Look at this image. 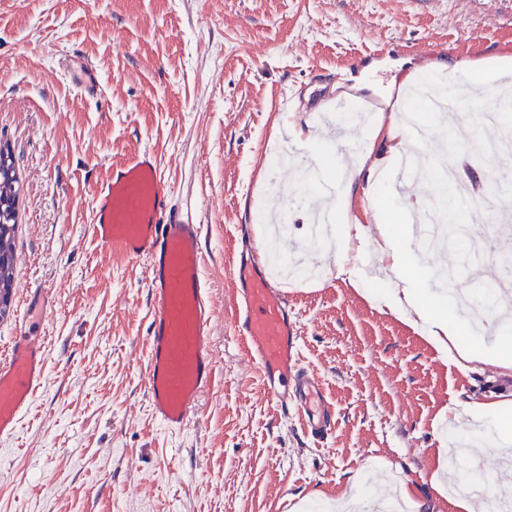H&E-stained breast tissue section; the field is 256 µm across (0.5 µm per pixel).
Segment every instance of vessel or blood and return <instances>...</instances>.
Instances as JSON below:
<instances>
[{
    "label": "vessel or blood",
    "instance_id": "vessel-or-blood-1",
    "mask_svg": "<svg viewBox=\"0 0 512 512\" xmlns=\"http://www.w3.org/2000/svg\"><path fill=\"white\" fill-rule=\"evenodd\" d=\"M417 151L401 152L393 185L416 179ZM170 187L152 152L115 162L97 188L90 232L106 250L147 264L152 312L147 336L146 392L152 417L169 432L184 431L213 386L217 362L210 347L215 305L204 282L202 227L168 211ZM231 315L245 359L255 365L271 401L299 414L312 436L327 437L336 421L319 380L300 362L303 333L291 318L288 294L270 280L249 250L229 273ZM53 306L48 289L28 290L6 352L0 356V439L13 438L47 376L46 334L35 324Z\"/></svg>",
    "mask_w": 512,
    "mask_h": 512
}]
</instances>
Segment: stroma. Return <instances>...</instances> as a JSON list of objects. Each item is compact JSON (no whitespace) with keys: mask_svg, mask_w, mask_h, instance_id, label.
I'll return each mask as SVG.
<instances>
[{"mask_svg":"<svg viewBox=\"0 0 512 512\" xmlns=\"http://www.w3.org/2000/svg\"><path fill=\"white\" fill-rule=\"evenodd\" d=\"M462 58L512 61V0H0V145L20 181L0 351L27 289L56 298L46 386L0 440V512H297L314 495L360 512L392 487L410 512H459L466 492L448 490L443 429L476 424L462 394L512 402V376L451 358L375 302L399 276L372 241L359 259L376 266L373 280L339 274L333 242L307 236L317 192L268 155L292 145L289 124L310 129L320 179L338 184L340 169L389 148L366 128L354 151H337L343 123L320 125L318 102L398 116L405 79ZM352 62L351 80H338ZM87 67L92 95L75 84ZM292 89L301 107L282 111ZM141 149L171 183L172 209L202 226L224 370L176 436L148 407L146 263L101 249L89 230L96 187ZM271 215L287 217V251L318 271L281 286L304 331L301 362L333 405L322 442L267 398L231 322V259ZM482 223L501 257L476 256L456 295L493 278L512 290V223L491 212Z\"/></svg>","mask_w":512,"mask_h":512,"instance_id":"obj_1","label":"stroma"}]
</instances>
